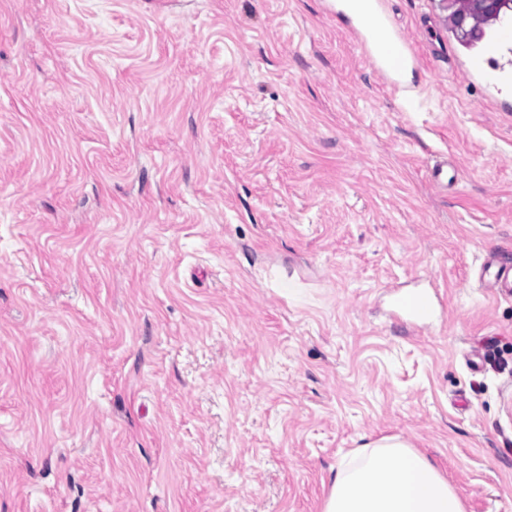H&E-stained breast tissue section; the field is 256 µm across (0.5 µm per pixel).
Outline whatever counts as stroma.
I'll return each instance as SVG.
<instances>
[{
  "mask_svg": "<svg viewBox=\"0 0 512 512\" xmlns=\"http://www.w3.org/2000/svg\"><path fill=\"white\" fill-rule=\"evenodd\" d=\"M380 6L397 84L328 0H0V512H322L383 437L512 512V82ZM398 308L406 312L409 316L414 314L416 316H423L427 308L432 309L433 299L431 296L424 294V296H417L412 293L398 295L395 299Z\"/></svg>",
  "mask_w": 512,
  "mask_h": 512,
  "instance_id": "stroma-1",
  "label": "stroma"
}]
</instances>
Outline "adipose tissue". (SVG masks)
I'll list each match as a JSON object with an SVG mask.
<instances>
[{"label": "adipose tissue", "mask_w": 512, "mask_h": 512, "mask_svg": "<svg viewBox=\"0 0 512 512\" xmlns=\"http://www.w3.org/2000/svg\"><path fill=\"white\" fill-rule=\"evenodd\" d=\"M323 512H464V506L428 458L384 437L339 466Z\"/></svg>", "instance_id": "obj_1"}]
</instances>
